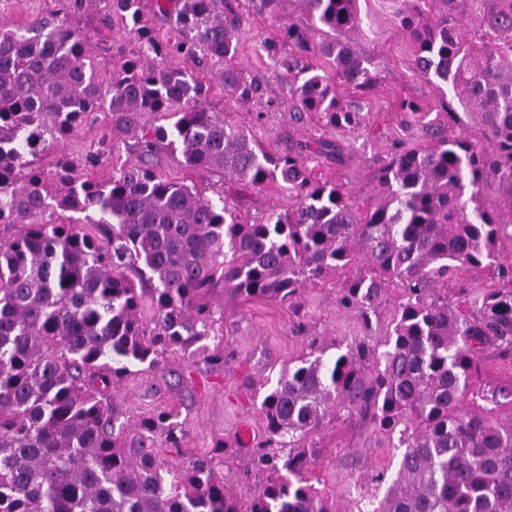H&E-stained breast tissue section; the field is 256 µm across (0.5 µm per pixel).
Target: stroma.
Returning <instances> with one entry per match:
<instances>
[{
	"label": "stroma",
	"instance_id": "obj_1",
	"mask_svg": "<svg viewBox=\"0 0 512 512\" xmlns=\"http://www.w3.org/2000/svg\"><path fill=\"white\" fill-rule=\"evenodd\" d=\"M62 4L63 0H0V28L32 27L58 14ZM371 11L373 17L355 36L353 47L376 63L381 81L363 100L346 92V101L358 103L364 115L361 127L351 138L354 158L323 169L327 179L347 183L359 201L370 194L372 171L390 151L385 134L394 125L395 98L407 95L427 103L435 99L416 77L409 50L388 11L376 4ZM275 35L276 26L270 19L255 18L250 31L241 38L234 59L235 66L261 84L266 98L275 99V107L256 100L243 105L220 93L209 97L211 108L224 111L228 120L247 127L268 145L293 127V101L284 77L260 47L261 39ZM309 296L311 304L302 321L291 309L273 301H225L223 364L201 362L168 378L164 398L178 405L187 418L185 450L207 452L217 439L231 446L227 477L238 496H248L255 490L254 484L243 481L242 474L254 444L264 433V418L256 397L261 384L277 379L289 361L305 352L310 338L341 342L364 333L359 319L337 308L330 289L314 288ZM300 321L306 332L299 336L294 328ZM316 442L311 451L313 481L341 512L350 508L357 485L370 478L377 466L397 461L396 449L378 445L372 429L362 423L327 419Z\"/></svg>",
	"mask_w": 512,
	"mask_h": 512
}]
</instances>
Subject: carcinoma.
Segmentation results:
<instances>
[{"label": "carcinoma", "instance_id": "carcinoma-1", "mask_svg": "<svg viewBox=\"0 0 512 512\" xmlns=\"http://www.w3.org/2000/svg\"><path fill=\"white\" fill-rule=\"evenodd\" d=\"M285 3L297 19L262 47L288 78L294 124L314 118L323 134L290 131L272 153L205 101L215 87L261 96L233 63L239 34ZM155 4L163 39L142 0H65L25 34L0 29V512H338L309 476L330 416L401 450L373 478L384 493L349 512H512V375L483 380L489 354L512 364V0H388L437 99H396L402 136L360 204L314 173L344 163L337 134L360 125L339 87L366 96L379 81L353 48L359 0ZM118 22L134 51L85 32ZM158 113L166 123L145 122ZM101 119L137 164L102 176L97 148L48 160ZM163 152L218 176L215 197L159 175ZM270 183L288 208L241 219L247 193ZM472 269L497 285H470ZM318 286L366 336L331 343L329 361L311 340L263 396L250 499L224 480V441L182 452L186 420L161 385L137 420L117 403L126 378L224 363L225 298L303 314Z\"/></svg>", "mask_w": 512, "mask_h": 512}]
</instances>
